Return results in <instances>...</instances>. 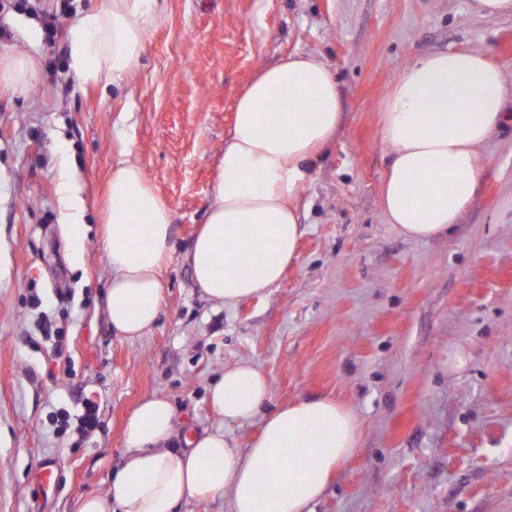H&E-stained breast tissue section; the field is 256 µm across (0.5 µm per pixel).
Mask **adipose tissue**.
Returning <instances> with one entry per match:
<instances>
[{
  "label": "adipose tissue",
  "mask_w": 512,
  "mask_h": 512,
  "mask_svg": "<svg viewBox=\"0 0 512 512\" xmlns=\"http://www.w3.org/2000/svg\"><path fill=\"white\" fill-rule=\"evenodd\" d=\"M164 0H100L69 24L71 66L82 78L121 89L140 67L145 40L163 23ZM38 62L0 55V83L27 93ZM501 69L484 52L437 49L408 65L386 93L380 133L391 162L381 186L388 223L404 236L447 235L485 170L481 146L505 118ZM342 103L320 60L299 53L262 69L240 93L206 220L186 261L204 296L218 305L261 296L298 257L297 201L321 151L333 141ZM57 195L74 260L87 247L82 185L60 144ZM421 192H413L414 184ZM174 214L129 159L112 169L103 234L109 279L105 307L116 336L135 340L156 323L163 270L172 258ZM270 382L253 362L225 366L207 389L223 426L194 436L175 428L165 397L144 399L129 416L124 450L105 492L77 512H176L187 498L229 496V512H313L358 446L353 411L329 398L272 412ZM260 419L249 448L233 447L226 426Z\"/></svg>",
  "instance_id": "adipose-tissue-1"
}]
</instances>
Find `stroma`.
Masks as SVG:
<instances>
[{"mask_svg":"<svg viewBox=\"0 0 512 512\" xmlns=\"http://www.w3.org/2000/svg\"><path fill=\"white\" fill-rule=\"evenodd\" d=\"M97 2L0 0V53L40 65L28 95L0 85V512H76L105 491L145 397L170 401L179 432L216 428L206 388L240 360L265 371L272 405L331 398L357 417V451L314 512H512V95L473 201L428 241L385 220L379 127L390 85L437 48L485 51L512 91V17L470 0H165L138 72L112 93L70 70L68 21ZM291 53L328 67L342 122L300 196L297 260L265 296L218 306L184 256L239 93ZM61 138L92 237L122 140L173 208L165 300L139 340L112 332L104 253L70 258ZM89 403L97 426L62 432ZM46 461L58 488L42 498L31 476Z\"/></svg>","mask_w":512,"mask_h":512,"instance_id":"stroma-1","label":"stroma"}]
</instances>
